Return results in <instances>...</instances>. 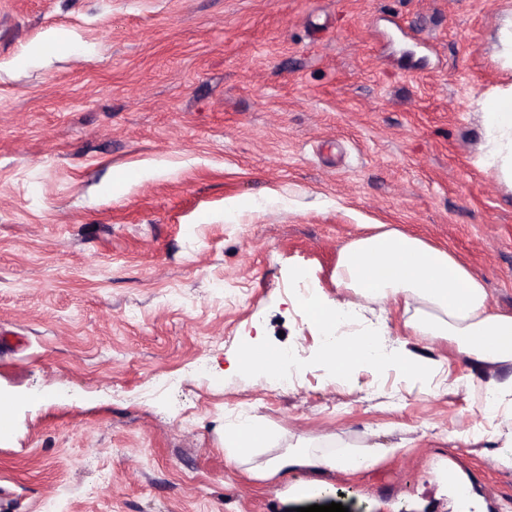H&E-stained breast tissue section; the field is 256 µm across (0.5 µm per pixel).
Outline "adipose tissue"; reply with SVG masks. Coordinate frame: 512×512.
<instances>
[{"mask_svg": "<svg viewBox=\"0 0 512 512\" xmlns=\"http://www.w3.org/2000/svg\"><path fill=\"white\" fill-rule=\"evenodd\" d=\"M484 157L500 181L512 188V84L495 89L482 103ZM336 285L345 295L334 305L313 296L304 305L326 335L325 356L334 377L343 379L367 365L396 366L412 374H435L437 361L418 360L412 350L383 353L374 332L345 340L353 314L375 299L402 303L405 327L419 340L448 339L477 366L512 365V313L490 307L483 282L451 251L397 229L373 230L351 239L340 250ZM283 351L252 342L237 357L231 371L257 380L274 377L282 368ZM371 451L341 456L291 449L265 465L269 474L294 467L352 471L373 461Z\"/></svg>", "mask_w": 512, "mask_h": 512, "instance_id": "ef3b65f1", "label": "adipose tissue"}]
</instances>
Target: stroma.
Returning a JSON list of instances; mask_svg holds the SVG:
<instances>
[{"instance_id":"stroma-1","label":"stroma","mask_w":512,"mask_h":512,"mask_svg":"<svg viewBox=\"0 0 512 512\" xmlns=\"http://www.w3.org/2000/svg\"><path fill=\"white\" fill-rule=\"evenodd\" d=\"M509 18L512 0H0V512H512V439L480 437L482 386L512 367L418 341L381 299L347 336L442 370L337 380L298 297L342 299L341 247L385 224L512 311V189L479 105L512 83ZM53 35L73 51L22 65ZM249 339L291 354L289 388L225 375ZM246 420L272 441L236 465ZM302 446L386 454L255 473Z\"/></svg>"}]
</instances>
